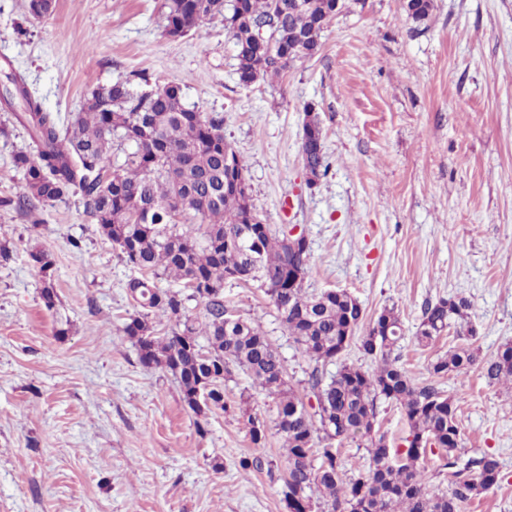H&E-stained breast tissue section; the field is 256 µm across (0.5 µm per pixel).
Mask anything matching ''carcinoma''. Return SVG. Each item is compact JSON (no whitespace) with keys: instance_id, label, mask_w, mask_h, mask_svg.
<instances>
[{"instance_id":"carcinoma-1","label":"carcinoma","mask_w":512,"mask_h":512,"mask_svg":"<svg viewBox=\"0 0 512 512\" xmlns=\"http://www.w3.org/2000/svg\"><path fill=\"white\" fill-rule=\"evenodd\" d=\"M338 0H167L166 32L184 36L217 15L224 18L238 60V81L251 86L280 74L296 61L313 57L321 34L336 14ZM34 18L52 11L53 0H27ZM433 0H406L407 16L428 19ZM0 108L27 125L31 151L19 152L14 167L23 173L26 193L0 199L32 216L36 199L51 205L73 193L84 212L126 263L141 273L127 284L134 313L124 327L135 340L140 363L178 376L184 399L196 413L222 410L224 381L237 368L277 396L275 427L288 454L283 497L288 512H311L317 491L327 512H461L472 496L499 482L496 460L471 459L457 468L458 424L452 399L432 384L419 385L398 365L394 351L403 323L393 308L383 309L360 337L359 350L377 363L372 371L341 363L326 365L350 345L365 319L358 300L344 290L310 293L305 288L310 253L305 237L299 250L288 244L286 230L274 233L251 203L246 166L224 139V119L203 116L186 106L176 83L155 87L153 95L128 82L94 90L78 112L61 116L46 111L17 72L0 86ZM127 145L120 162L112 146ZM301 158L314 179L328 173L320 121L306 110ZM44 275L55 265L53 254L30 253ZM165 278L169 287L155 280ZM260 283L281 324L314 363L307 389L288 380L284 361L266 332L236 315L224 303V282ZM201 306L190 313L189 303ZM471 302L461 296L425 305L416 331L424 345L448 326L463 336L474 329ZM164 318L160 333L151 318ZM477 362L468 347L439 358V376ZM491 380L512 384V345L484 360ZM400 405L409 434L402 451L374 436L376 401ZM316 399L309 411L305 400ZM250 440L266 441L267 428L243 410ZM369 441V463L349 479L334 441ZM439 448L444 467L454 469L449 492L429 485L419 464L427 448Z\"/></svg>"}]
</instances>
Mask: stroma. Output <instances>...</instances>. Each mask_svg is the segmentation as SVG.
Returning a JSON list of instances; mask_svg holds the SVG:
<instances>
[{
    "instance_id": "stroma-1",
    "label": "stroma",
    "mask_w": 512,
    "mask_h": 512,
    "mask_svg": "<svg viewBox=\"0 0 512 512\" xmlns=\"http://www.w3.org/2000/svg\"><path fill=\"white\" fill-rule=\"evenodd\" d=\"M404 2L343 0L313 57L245 87L222 17L171 38L165 0H54L38 21L26 0H0V71L51 112L127 79L180 84L190 108L223 116L256 213L307 240L306 288L351 292L369 320L396 308L399 364L453 399L460 459L498 461L500 482L463 512H512V385L481 366L512 343V0H433L421 24ZM309 108L329 163L315 182L300 155ZM30 142L0 110V197L24 192L13 157ZM37 214L0 207V512H288L283 441L271 430L254 446L239 409L249 396L273 422L274 397L237 372L226 410L193 413L174 375L140 364L123 331L137 272L79 197ZM40 248L55 258L46 276ZM450 296L472 302L480 362L437 377L461 340L451 329L422 346L415 332L425 303ZM224 300L272 337L291 382L307 378L258 283L225 282Z\"/></svg>"
}]
</instances>
